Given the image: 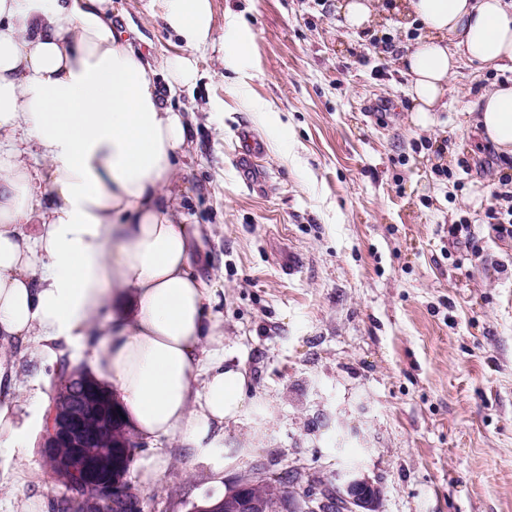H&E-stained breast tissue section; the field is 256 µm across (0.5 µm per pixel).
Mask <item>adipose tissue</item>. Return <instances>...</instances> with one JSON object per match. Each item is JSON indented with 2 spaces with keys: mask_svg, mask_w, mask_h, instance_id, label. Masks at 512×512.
Masks as SVG:
<instances>
[{
  "mask_svg": "<svg viewBox=\"0 0 512 512\" xmlns=\"http://www.w3.org/2000/svg\"><path fill=\"white\" fill-rule=\"evenodd\" d=\"M393 9L422 30L402 58L413 111L442 105L461 61L512 71V0ZM165 20L196 48L210 0H165ZM149 68L114 33L112 0H0V339L45 350L99 333L96 375L140 439L177 437L204 456L245 410L248 376L225 362L217 284L200 275V232L169 190L189 126L160 90L193 84L197 69L168 56L157 83ZM476 109L482 136L512 156V83L481 91ZM26 138L48 164L45 188Z\"/></svg>",
  "mask_w": 512,
  "mask_h": 512,
  "instance_id": "ef3b65f1",
  "label": "adipose tissue"
}]
</instances>
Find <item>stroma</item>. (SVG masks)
Masks as SVG:
<instances>
[{
    "label": "stroma",
    "instance_id": "stroma-1",
    "mask_svg": "<svg viewBox=\"0 0 512 512\" xmlns=\"http://www.w3.org/2000/svg\"><path fill=\"white\" fill-rule=\"evenodd\" d=\"M210 4V37L189 51L163 0H112L153 70L185 52L197 66L172 98L194 118L172 193L206 229L199 269L224 288V354L249 373L247 407L207 457L176 438L137 449L162 469L149 485L131 469L143 512H191L240 476L294 467L327 487L359 471L381 491L378 512H512V237L489 216L508 167L469 116L504 71L461 63L426 128L396 14L355 32L336 0ZM242 38L250 53L231 59ZM245 132L261 146L253 168L236 160ZM460 222L471 236L456 244L448 227ZM290 249L291 275L280 266ZM95 348L0 341L29 425L0 454V512L28 501L53 512L63 490L44 464L42 420L59 361L91 369Z\"/></svg>",
    "mask_w": 512,
    "mask_h": 512
}]
</instances>
